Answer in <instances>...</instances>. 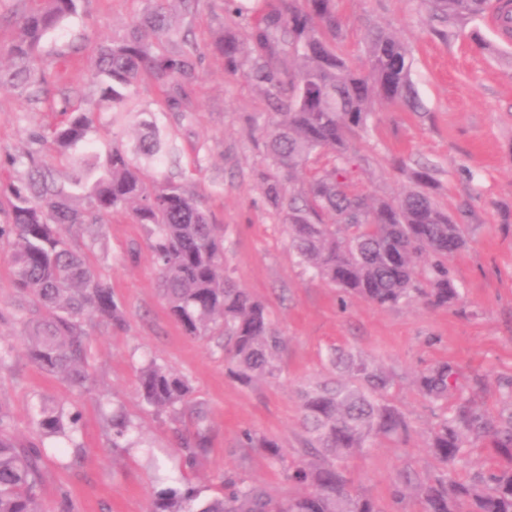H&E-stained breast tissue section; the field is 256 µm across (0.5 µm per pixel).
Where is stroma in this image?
I'll return each mask as SVG.
<instances>
[{
    "label": "stroma",
    "instance_id": "obj_1",
    "mask_svg": "<svg viewBox=\"0 0 512 512\" xmlns=\"http://www.w3.org/2000/svg\"><path fill=\"white\" fill-rule=\"evenodd\" d=\"M144 0H87L84 10L53 31L41 49L48 94L39 104L17 91L0 90V181L23 175L8 157L28 148L32 131L62 121V97L93 105L98 97L89 54L96 43L123 36L139 19ZM344 24L343 51L354 66L365 58L368 24L394 32L412 51V79L422 108L377 106L371 130L350 151L351 190L377 199L398 197L410 185L409 168L434 169L435 199L467 228L466 246L449 257L448 268L462 299L432 307L415 299L378 308L344 298L339 289L313 278L297 262L283 217L267 204L260 175L268 168L249 121L267 115L260 88L224 70L213 44L234 25L220 0H207L185 18L202 61L192 88L193 114H161L163 131L175 145L169 175L192 192L224 235V269L239 286L264 302L287 346L282 376L246 388L224 371L213 341L183 335L157 288L152 254L142 226L113 216L96 243L73 233L72 244L87 253L95 272L111 282L125 312L123 329L91 321L90 371L94 389L81 393L42 373L28 358L22 329L14 319L18 293L7 247L0 246V337L15 346L0 368V409L9 413L16 435L38 436L40 403L80 413L77 468L57 459L43 463L45 512H147L158 487L146 454L170 467L181 464L173 431L190 424L189 414L156 416L137 393L139 370L152 359L185 375L192 404L207 413L211 453L188 470L202 495L219 494V474H236L276 495L295 493L282 471L238 438L251 430L277 439L288 451L299 446V388L327 372L330 347L343 346L376 361L394 375L391 400L411 423L409 437L381 441L366 456L347 462L363 491L384 512H417L413 501L396 504L393 482L404 468L432 470L425 452L436 409L412 385L417 371L440 361L454 365L469 383L476 406L491 413L503 407L501 384L512 380V43L501 41L487 19L459 24L444 38L428 22L419 0H336ZM121 405L137 425L141 447L116 449L99 406L100 396Z\"/></svg>",
    "mask_w": 512,
    "mask_h": 512
}]
</instances>
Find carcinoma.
<instances>
[{"label":"carcinoma","mask_w":512,"mask_h":512,"mask_svg":"<svg viewBox=\"0 0 512 512\" xmlns=\"http://www.w3.org/2000/svg\"><path fill=\"white\" fill-rule=\"evenodd\" d=\"M25 14L14 41L0 48V88L39 100L47 83L41 66L42 41L78 14L82 0H39ZM163 0H146L138 23L123 37L97 43L91 55L101 85L98 102L86 109L64 101L67 119L51 130L29 134L26 174L6 189L8 222L0 241L11 245L10 268L19 295L16 320L28 356L43 373L80 392L93 390L89 372L87 322L95 317L120 329L125 316L112 284L101 279L88 256L71 244L76 230L96 241L112 216L125 213L146 230L160 294L170 315L189 338H216L227 375L243 387L282 374L285 336L266 305L224 272V242L198 199L163 171L172 148L159 136L156 113L136 109L131 87L146 73L157 83L164 112H189L188 89L197 78L201 54L190 30L176 27ZM430 21L451 27L482 17L490 0H421ZM239 22L224 28L215 42L229 74H243L263 87L275 112L255 125L263 140L269 172L263 177L268 202L284 214L298 263L348 297L379 307L421 297L432 306L459 299L447 266L448 256L466 244V225L454 221L434 201L432 169L412 172L414 187L394 200H370L348 190L351 142L368 133L374 107L401 102L420 108L411 79L407 44L387 29L367 27L365 68L348 64L339 51L342 22L335 0H280L248 14L239 0H224ZM105 110L135 117L140 136L130 148L94 150L97 114ZM51 147L66 162L55 175L39 165ZM328 152L331 168L294 186L295 174L314 154ZM156 170L148 180L142 164ZM101 168L89 183L85 174ZM329 379L299 390L303 447L288 458L275 439L245 430L240 446L260 450L301 488L276 497L263 485L221 475L222 492L203 498L185 478L155 492L149 512H383L371 495L357 488L344 461L368 455L378 440L405 435L410 424L388 395L392 374L376 362L342 347L327 356ZM448 362L418 372L421 396L441 407L457 388ZM137 392L156 412L179 413L192 395L185 377L155 360L141 368ZM508 413L491 415L457 395L452 409L438 415L427 451L434 474L399 472L392 497L413 495L418 512H512V381L505 385ZM79 412L40 406L37 427L43 436L62 439L57 451L74 446ZM112 447L127 448L135 428L120 410L108 418ZM490 440L501 463L456 479L469 464V446ZM182 465L190 469L210 452L202 412L178 436ZM41 442L21 441L10 416L0 409V512H42Z\"/></svg>","instance_id":"carcinoma-1"}]
</instances>
